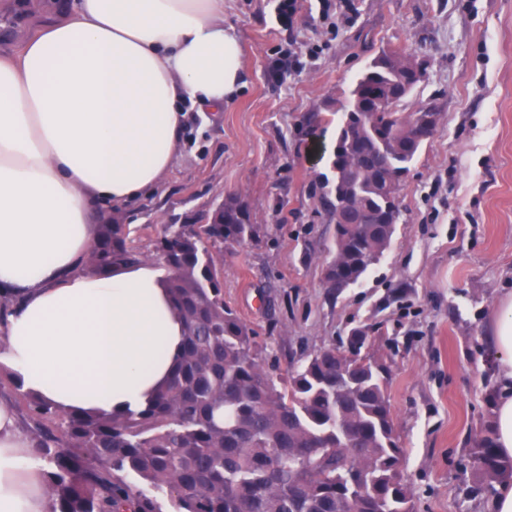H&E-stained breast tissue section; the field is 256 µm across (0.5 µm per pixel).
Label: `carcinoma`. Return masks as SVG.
I'll list each match as a JSON object with an SVG mask.
<instances>
[{
	"label": "carcinoma",
	"mask_w": 512,
	"mask_h": 512,
	"mask_svg": "<svg viewBox=\"0 0 512 512\" xmlns=\"http://www.w3.org/2000/svg\"><path fill=\"white\" fill-rule=\"evenodd\" d=\"M356 79L342 104L323 184L331 213L343 203L365 210L366 224L335 225L324 268L327 288L357 284L379 263L396 232L397 196L422 146L409 136L415 112L399 107L401 82L417 56L383 52ZM266 235L233 195L205 224H166L153 256L169 271L167 288L185 328L177 371L137 413H66L26 393L23 424L41 461L50 512H413L387 395L389 370L361 353L366 333L348 349L308 356L278 383L264 367L254 333L224 303L218 257L224 246ZM147 258L123 224H103L82 270L102 273ZM483 483L512 478V458L489 435L474 442Z\"/></svg>",
	"instance_id": "obj_1"
}]
</instances>
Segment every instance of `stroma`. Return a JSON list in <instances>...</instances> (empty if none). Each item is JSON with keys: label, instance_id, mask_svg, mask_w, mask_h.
<instances>
[{"label": "stroma", "instance_id": "35a3bbf8", "mask_svg": "<svg viewBox=\"0 0 512 512\" xmlns=\"http://www.w3.org/2000/svg\"><path fill=\"white\" fill-rule=\"evenodd\" d=\"M299 0L280 28L272 0H224L244 84L223 110L189 115L165 186L117 214L144 253L165 224H202L225 195L269 228L225 248L224 301L253 330L261 360L286 377L298 359L368 330L390 368L387 394L405 449L414 512H493L471 497L473 442L494 424L495 352L487 325L512 292V0ZM313 48L297 74L273 77L275 51ZM383 49L423 58L401 105L442 114L400 192L389 250L362 282L329 292L335 224L320 201L340 106Z\"/></svg>", "mask_w": 512, "mask_h": 512}]
</instances>
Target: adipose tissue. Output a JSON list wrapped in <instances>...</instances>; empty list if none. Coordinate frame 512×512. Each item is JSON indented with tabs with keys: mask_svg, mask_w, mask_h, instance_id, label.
<instances>
[{
	"mask_svg": "<svg viewBox=\"0 0 512 512\" xmlns=\"http://www.w3.org/2000/svg\"><path fill=\"white\" fill-rule=\"evenodd\" d=\"M224 0H65L0 46V368L65 412L145 407L173 375L184 328L156 263L81 271L108 206L157 192L188 112L243 84ZM495 445L512 458V293L488 327ZM0 512H49L42 468L0 405Z\"/></svg>",
	"mask_w": 512,
	"mask_h": 512,
	"instance_id": "1",
	"label": "adipose tissue"
}]
</instances>
